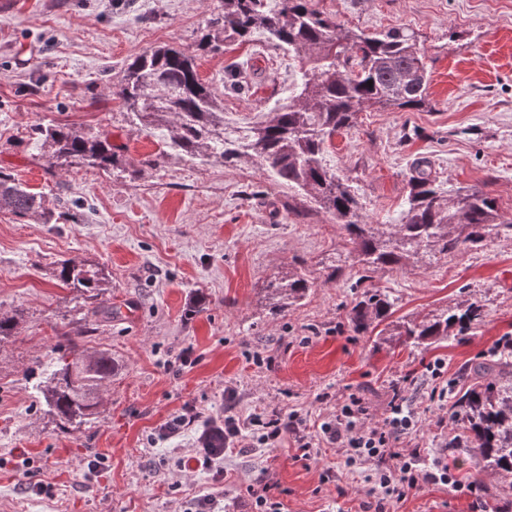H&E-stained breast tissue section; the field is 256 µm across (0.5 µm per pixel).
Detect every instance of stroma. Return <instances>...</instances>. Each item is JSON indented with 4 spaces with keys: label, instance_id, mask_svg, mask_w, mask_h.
<instances>
[{
    "label": "stroma",
    "instance_id": "1",
    "mask_svg": "<svg viewBox=\"0 0 512 512\" xmlns=\"http://www.w3.org/2000/svg\"><path fill=\"white\" fill-rule=\"evenodd\" d=\"M350 28H406L430 72L428 108L362 112L336 136L328 162L349 177L364 212L396 223L418 159L446 186H476L512 218V0H315ZM220 0H10L0 11V172L70 216L57 224L0 212V512H186L209 494L218 512H251L246 488L275 483L286 512H367V464L343 448L300 460L292 438L275 448H238L225 473L181 469L200 426L177 439L158 430L184 407L202 417L297 412L309 429L331 418L347 390L382 417L394 388L422 417L412 444L425 466L448 464L470 484L455 440L451 399L432 398L425 364L439 361L461 387L467 370L494 359L512 336V232L427 266L380 270L376 287L398 299L392 322L480 301V323L452 343L421 350L397 337L376 343L347 319L355 267L328 281L346 234L324 213L294 217L291 192L259 165H205L179 156L162 130H133L117 96L123 69L144 49L176 44L196 53L200 78L222 92L224 119L246 127L297 93L299 64L263 32L215 54L195 41ZM54 120L107 133L137 179L71 165L49 172L32 149L33 125ZM105 268L88 298L64 287L57 261ZM301 268L310 295L271 315L266 281ZM77 342L106 349L118 372L88 424L61 425L40 392L44 368ZM192 348L190 364L179 356ZM328 401H318V394ZM333 468L336 478L322 474ZM477 497L423 483L394 512H512V481L494 474Z\"/></svg>",
    "mask_w": 512,
    "mask_h": 512
}]
</instances>
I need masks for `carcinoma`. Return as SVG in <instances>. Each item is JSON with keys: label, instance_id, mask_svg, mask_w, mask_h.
Returning <instances> with one entry per match:
<instances>
[{"label": "carcinoma", "instance_id": "1", "mask_svg": "<svg viewBox=\"0 0 512 512\" xmlns=\"http://www.w3.org/2000/svg\"><path fill=\"white\" fill-rule=\"evenodd\" d=\"M315 0H222L197 39V51L215 53L224 39L248 40L264 31L275 45L298 54L300 90L247 133L226 132L224 105L201 81L196 56L164 45L132 58L120 80L118 98L133 127L160 128L172 145L190 159L233 168L256 161L268 177L302 197L311 211L324 212L347 234L359 276L348 318L360 333L376 330L394 312L396 298L367 284L370 273L410 263L430 265L440 257L478 248L512 224L502 220L497 200L475 187L446 189L428 162L419 160L408 179L405 210L396 224H373L362 212L353 187L327 163L333 139L354 127L367 108L416 110L430 105L425 55L415 34L404 28L366 33L347 28L315 8ZM372 85H367V82ZM31 144L49 168L79 164L110 170L120 161L109 136L100 131L50 121L35 125ZM0 211L16 217L54 219L42 195L0 172ZM62 285L80 293L100 292L106 284L97 265L58 264ZM314 287L307 274L289 271L270 282L273 313L302 300ZM483 306L446 308L396 327L406 345L419 348L478 324ZM115 375L112 354L88 356L77 345L57 359L42 387L49 411L69 424L97 418L99 402L91 394ZM468 385L452 404L459 424L457 442L469 452L473 475L512 477V356L477 364Z\"/></svg>", "mask_w": 512, "mask_h": 512}]
</instances>
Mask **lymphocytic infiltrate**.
I'll list each match as a JSON object with an SVG mask.
<instances>
[{
	"label": "lymphocytic infiltrate",
	"mask_w": 512,
	"mask_h": 512,
	"mask_svg": "<svg viewBox=\"0 0 512 512\" xmlns=\"http://www.w3.org/2000/svg\"><path fill=\"white\" fill-rule=\"evenodd\" d=\"M368 410L360 392L348 393L337 404L332 418L313 433L307 429L303 419L294 414L276 412L266 418L254 414L244 419L228 416L221 422L213 418L203 422L193 409L187 407L166 421L160 436L167 440L195 422H202L195 461L198 467L218 471L223 468L226 454L241 447L247 434L251 435L254 443L269 447L276 446L284 436H292L297 451L304 459L310 457L312 449L324 443L348 449L349 463L364 461L373 467L372 482L379 495L377 512H385L387 505L401 502L422 482L476 494V485H462L448 465L437 463L430 468L424 467L420 449L399 448V441L415 434L419 426L416 411L401 392H394L383 424L363 428L362 421Z\"/></svg>",
	"instance_id": "lymphocytic-infiltrate-1"
}]
</instances>
